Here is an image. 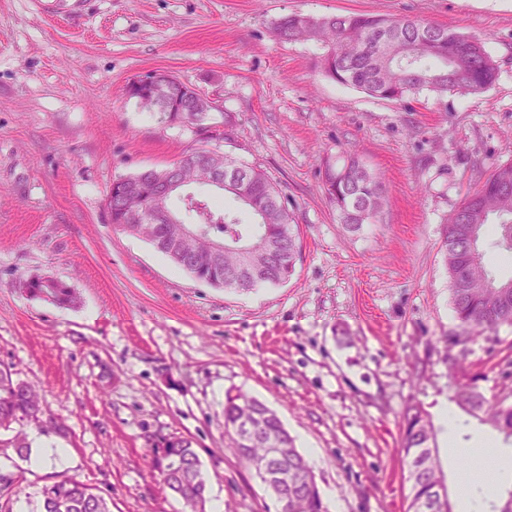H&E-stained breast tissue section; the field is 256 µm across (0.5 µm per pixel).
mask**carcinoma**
I'll return each mask as SVG.
<instances>
[{"mask_svg": "<svg viewBox=\"0 0 512 512\" xmlns=\"http://www.w3.org/2000/svg\"><path fill=\"white\" fill-rule=\"evenodd\" d=\"M284 42L315 41L325 47L322 72L339 84L353 86L369 96L402 101L423 92L442 96L450 91L478 93L492 84L496 64L480 40L446 28L417 24L404 18L386 20L367 14L312 17L288 14L274 28ZM129 96L174 122L178 111L208 120L210 105L176 81L156 86H128ZM210 166L236 174L238 183L224 187V194L241 204L252 218L245 224L236 212L211 205L189 195L183 214H173L174 223L159 224L150 214L153 184L161 177L157 169H145L127 177V190L112 192V223L145 237L153 247L194 279L212 286L246 291L279 285L293 274L300 256L292 215L269 175L255 164L231 155L211 153ZM186 185L212 187L202 169L185 167ZM325 190L336 206L340 223L351 231L374 222L385 203L382 178L352 154L343 164L327 166ZM495 216L499 239L495 245L512 252V162L497 166L484 185L454 211L445 232L444 256L451 283V303L459 331L448 337V388L451 399L464 411L512 440V405L488 399L477 390L453 354L481 334L512 323V277H490L484 255L470 258L479 249L480 233ZM224 239V255L214 257L209 241ZM28 293L71 306L75 292L65 283L53 287L38 281ZM41 399L28 384L0 373V429L8 430L20 420H39ZM260 416L257 429L237 428L243 419ZM224 430L230 436L237 458L253 471L282 470L296 478L288 488V512H325L311 466L297 449L277 414L244 392H228L224 398ZM284 451L273 454L277 440ZM401 453L410 484V512H452L448 496L440 495L443 473L437 455L435 430L430 413L420 403L406 405L402 412ZM154 469L163 483L180 494L186 512H205L206 483L200 460L191 442L165 438L151 448ZM16 479L0 474V512H13ZM112 497L77 480H61L41 488L39 512H112Z\"/></svg>", "mask_w": 512, "mask_h": 512, "instance_id": "cac0c4a2", "label": "carcinoma"}]
</instances>
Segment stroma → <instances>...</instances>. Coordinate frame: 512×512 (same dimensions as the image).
<instances>
[{
	"label": "stroma",
	"mask_w": 512,
	"mask_h": 512,
	"mask_svg": "<svg viewBox=\"0 0 512 512\" xmlns=\"http://www.w3.org/2000/svg\"><path fill=\"white\" fill-rule=\"evenodd\" d=\"M366 13L423 20L482 40L498 66L477 94L377 100L336 83L320 46L283 42L282 16ZM151 72L213 103L222 152L260 166L298 226L287 283L213 287L144 237L112 224L114 180L161 169L199 145L129 96ZM359 153L387 193L376 221L339 224L324 163ZM512 162V0H0V370L42 389L23 423L35 467L0 447L19 475L16 505L76 479L112 512H183L160 482V437L191 441L208 503L282 512L228 446L224 396L273 409L311 465L327 512H406L401 413L432 416L453 512H491L512 492V443L450 398L448 336L458 330L443 241L448 221L497 165ZM74 289L60 306L24 279ZM478 389L512 404V324L470 344ZM491 445L493 479L457 491L459 449Z\"/></svg>",
	"instance_id": "obj_1"
}]
</instances>
